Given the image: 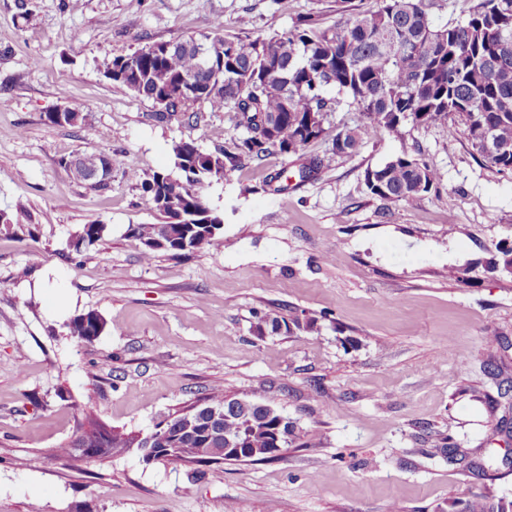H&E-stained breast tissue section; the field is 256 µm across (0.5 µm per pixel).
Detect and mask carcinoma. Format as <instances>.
<instances>
[{"label": "carcinoma", "instance_id": "carcinoma-1", "mask_svg": "<svg viewBox=\"0 0 512 512\" xmlns=\"http://www.w3.org/2000/svg\"><path fill=\"white\" fill-rule=\"evenodd\" d=\"M212 49L210 66H202L200 48ZM99 70L111 83L152 101L162 119L197 117L196 106L233 113L244 132L237 152L201 150L179 141L171 148V169L132 179L160 218L157 224H135L130 235L140 241L142 257L157 251L182 255L222 244L220 215L211 209L203 189L238 168L241 158L261 162L272 152L296 154L325 139L335 105L355 106L366 123L364 134L402 135L404 122L440 125L448 135H466L472 148L490 165L512 171V0H478L468 18L436 24L424 0H381L376 10L358 14L322 30L311 18L293 29L267 36L227 37L224 21L211 32L170 44L157 42L131 53L106 57ZM336 88L338 98L327 97ZM69 116L48 115L53 125L80 126L86 121L80 103L67 106ZM357 127L336 129L333 151L351 154L359 145ZM492 131L496 152L487 150L479 131ZM370 192L383 199L411 201L430 193L438 181L432 166L404 151L369 169ZM110 225L85 224L74 235L75 246L107 238ZM107 322L91 310L74 318L70 334L91 342ZM300 327L277 311L258 317L256 330L279 333ZM278 415L249 396L217 393L207 403L156 424L170 451L160 463L208 467L226 460L275 459ZM237 450L224 452L227 442ZM136 431L115 429L87 412L79 431L56 449L60 456L110 458L129 448H144ZM182 448L202 452L186 457Z\"/></svg>", "mask_w": 512, "mask_h": 512}]
</instances>
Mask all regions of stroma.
<instances>
[{
    "mask_svg": "<svg viewBox=\"0 0 512 512\" xmlns=\"http://www.w3.org/2000/svg\"><path fill=\"white\" fill-rule=\"evenodd\" d=\"M380 0H0V512H462L484 495L512 512V171L466 135L406 125L331 140L309 181L261 191L296 157L242 158L203 191L223 218L219 249L152 261L131 237L156 215L130 170L170 163L173 143L233 148L230 112L159 120L152 102L111 84L104 57L210 32L281 33L310 17L327 29ZM78 102L84 125L46 114ZM107 139H99L98 131ZM110 149L112 178L92 188L61 160ZM419 149L439 174L410 202L370 193L367 169ZM112 227L74 248L82 225ZM464 269L463 278L451 271ZM95 310L105 331L71 336ZM315 318L314 329L257 336L256 316ZM249 395L296 422L270 462L205 473L145 463L138 450L94 461L56 455L85 411L150 432L213 389ZM479 449L468 468L449 445ZM358 127H336V135L332 142L335 154H352L355 152L359 145ZM106 325L107 322L103 316L98 311L91 310L74 318L69 329L71 336L81 341L91 342L104 332Z\"/></svg>",
    "mask_w": 512,
    "mask_h": 512,
    "instance_id": "stroma-1",
    "label": "stroma"
}]
</instances>
